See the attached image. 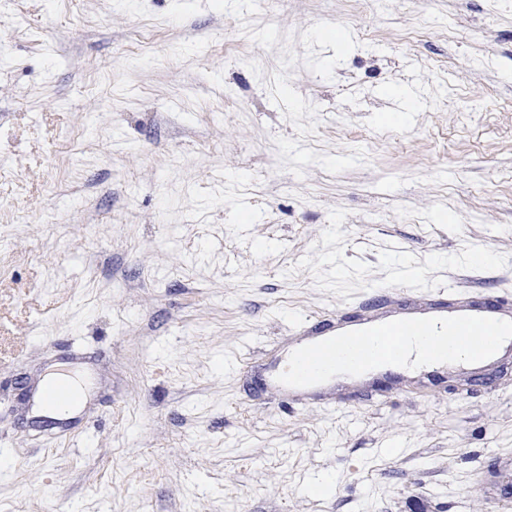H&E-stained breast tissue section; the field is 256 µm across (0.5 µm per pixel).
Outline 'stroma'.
<instances>
[{"mask_svg":"<svg viewBox=\"0 0 512 512\" xmlns=\"http://www.w3.org/2000/svg\"><path fill=\"white\" fill-rule=\"evenodd\" d=\"M448 285L512 304V0H0V512H512V356L257 380Z\"/></svg>","mask_w":512,"mask_h":512,"instance_id":"stroma-1","label":"stroma"}]
</instances>
